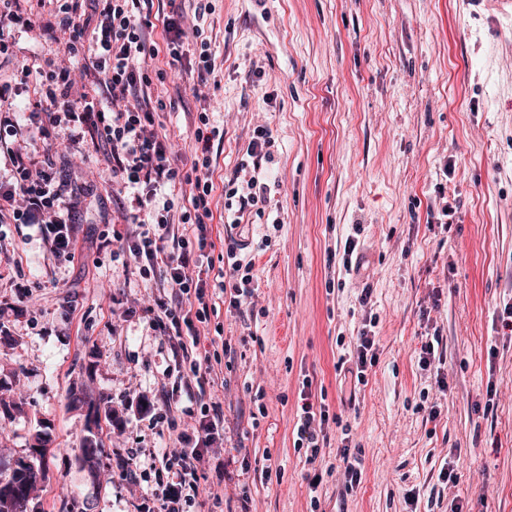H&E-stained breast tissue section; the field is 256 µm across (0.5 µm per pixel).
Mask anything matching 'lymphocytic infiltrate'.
Listing matches in <instances>:
<instances>
[{
  "instance_id": "f902f5d3",
  "label": "lymphocytic infiltrate",
  "mask_w": 512,
  "mask_h": 512,
  "mask_svg": "<svg viewBox=\"0 0 512 512\" xmlns=\"http://www.w3.org/2000/svg\"><path fill=\"white\" fill-rule=\"evenodd\" d=\"M84 2L0 0V59L11 55L19 30L37 27L65 43L75 60L68 66L48 58L41 67L22 69L20 81L28 94L24 109H17L0 89V150L9 160L8 174L0 175V224L33 225L54 253L76 257L79 199L67 197L48 160L11 149L7 140L36 136L48 152L62 133L71 144L108 149L114 191L123 197L119 217L126 226L125 248L136 273L156 282L153 326L167 336L181 362L163 403L174 411L185 398L198 409L195 426L178 429L175 449L155 453L160 480L143 492L138 512H191L210 467L211 446L224 434V412L205 389L214 370L211 354L203 350L210 340L207 325L217 298H227L229 308L238 310L252 297L253 263L242 255L245 242L230 236L224 240L228 281L212 289L203 279L208 224L213 219L210 172L220 130L208 113H198L191 167L184 172L175 166L169 138L155 130L157 106L148 92L144 64L158 50L148 40L147 23L134 15L136 0H95L90 18ZM211 10V0H195L196 23L189 30L183 13L167 16L164 28L171 63L182 61L193 38L198 73H213L210 44L203 40L199 25ZM79 79L84 82L80 93L74 90ZM273 145L269 129L256 126L245 159L224 185V207L232 224H241L248 213L264 215L271 188L263 167L273 161ZM183 184L188 185L189 196L179 205L175 189ZM375 361V338L365 328L340 353L337 366L345 379L359 386ZM329 419L328 407L304 401L293 429L295 448L318 457L327 443Z\"/></svg>"
}]
</instances>
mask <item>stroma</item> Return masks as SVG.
<instances>
[{
	"mask_svg": "<svg viewBox=\"0 0 512 512\" xmlns=\"http://www.w3.org/2000/svg\"><path fill=\"white\" fill-rule=\"evenodd\" d=\"M203 23L215 70L199 80L192 62L164 53L171 0H140L159 53L147 74L156 121L174 160L190 168L194 120L207 111L223 131L210 237L215 260L231 228L224 181L255 126L275 140L276 184L266 208L278 225L250 247L256 314L218 305L229 348L216 365L214 401L224 411L215 453L228 472L208 471L194 512H512V25L467 0H212ZM56 46L40 31L16 36L0 84L17 88L23 68ZM66 190L109 179L106 153L58 151ZM117 197L98 191L77 212L82 258L50 252L28 224L0 226V464L40 461L34 512H135L154 485L150 456L169 446L160 393L175 364L152 327L151 282L118 246L103 247L118 219ZM356 268L333 287L353 225ZM372 290L370 308L359 304ZM375 314L378 361L354 404L340 400L337 340L353 342ZM442 338L443 362L422 370L427 334ZM324 394L341 425L315 461L295 450L303 380ZM439 415L416 410L421 391ZM84 392L113 420L90 429ZM262 405H255L256 393ZM155 402L143 413L140 400ZM104 445L92 482L80 440ZM48 453L37 458L38 437ZM362 459L361 482L343 489L342 444ZM140 451V485L125 479ZM456 481L443 485L442 468ZM317 490H310L313 476Z\"/></svg>",
	"mask_w": 512,
	"mask_h": 512,
	"instance_id": "35a3bbf8",
	"label": "stroma"
}]
</instances>
